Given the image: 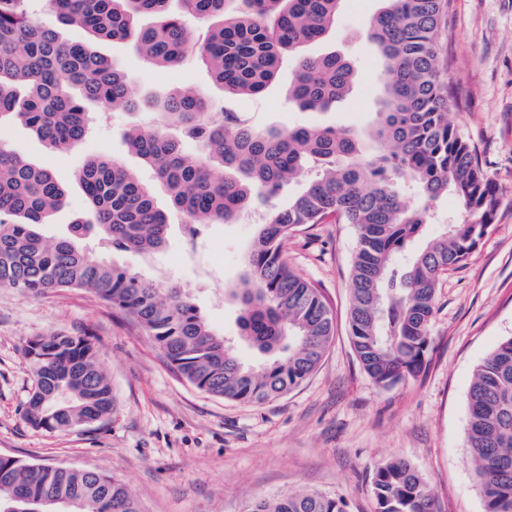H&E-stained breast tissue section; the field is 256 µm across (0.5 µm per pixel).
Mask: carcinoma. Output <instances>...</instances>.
<instances>
[{"label": "carcinoma", "instance_id": "carcinoma-1", "mask_svg": "<svg viewBox=\"0 0 512 512\" xmlns=\"http://www.w3.org/2000/svg\"><path fill=\"white\" fill-rule=\"evenodd\" d=\"M65 26L94 39L126 40L157 68L203 65L226 97L263 94L287 54L297 56L288 99L324 112L353 88L345 56L301 55L336 22L343 0H45ZM366 38L377 48L383 97L370 131L308 125L260 129L193 88L152 96V129L124 133L127 150L153 181L119 161L91 158L79 180L94 223L76 218L52 242L39 232L68 200L51 170L0 145V288L35 297L91 293L135 321L177 373L213 396L263 403L288 393L319 366L334 336L321 290L292 271L283 244L304 224L330 217L358 233L351 276L350 336L364 372L387 387L419 373L428 349L440 274L463 263L493 222L497 188L448 121L453 91L439 62L449 0H384ZM208 26L191 44L185 21ZM134 109L124 72L90 41L67 43L39 24L31 0H0V121L10 117L52 151L66 152L90 130L85 104ZM199 146L191 151L187 144ZM315 178L286 207L285 183ZM163 192L166 206L158 202ZM453 193L465 219L445 224L405 264L431 206ZM266 206L239 281L228 288L239 341L268 358L246 364L201 316L186 289L110 262L87 245L148 253L168 242V211L184 214L195 239L207 224L232 223ZM34 387L23 418L55 433L103 425L116 407L112 383L89 336L54 333L27 341ZM467 447L482 481L486 512H512V337L479 364L468 392ZM377 512H434L427 483L410 464L390 461L374 474ZM0 512H139L126 484L91 470L33 464L0 455ZM248 512H346L341 498L295 493L251 504Z\"/></svg>", "mask_w": 512, "mask_h": 512}]
</instances>
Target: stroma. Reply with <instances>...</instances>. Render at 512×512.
Instances as JSON below:
<instances>
[{"label": "stroma", "mask_w": 512, "mask_h": 512, "mask_svg": "<svg viewBox=\"0 0 512 512\" xmlns=\"http://www.w3.org/2000/svg\"><path fill=\"white\" fill-rule=\"evenodd\" d=\"M382 6V0H343L333 28L304 46L306 55L336 51L355 63L353 90L327 113L289 103L288 61L264 95L235 99L236 110L255 125L281 130L314 123L371 127L382 74L366 28ZM94 48L127 74L139 98L192 87L213 103L224 99L194 62L155 68L124 41L102 40ZM440 57L448 63L455 96L450 118L496 183L498 205L477 248L440 278L426 364L418 375L380 387L363 371L348 321L357 230L309 224L283 252L297 274L321 289L335 335L306 381L265 403L200 391L174 373L140 325L93 294L73 290L36 298L0 288V454L114 476L127 484L140 512H247L256 500L302 491L343 498L348 512H376V467L403 460L428 484L436 512H484L467 448L468 391L476 367L512 336V0H450ZM157 122L154 112L115 109L63 153L49 150L22 124H0V143L55 172L68 187L67 205L40 227L44 239L64 235L68 224L87 215L78 182L84 163L103 156L136 166L123 135L133 125ZM184 222L171 215L163 251L117 253L113 259L180 284L215 330L234 337L235 307L225 301L224 289L242 274L260 217L251 213L208 225L193 248ZM60 331L95 337L100 347L116 398L112 417L100 428L45 433L23 420L33 389L26 342Z\"/></svg>", "instance_id": "35a3bbf8"}]
</instances>
